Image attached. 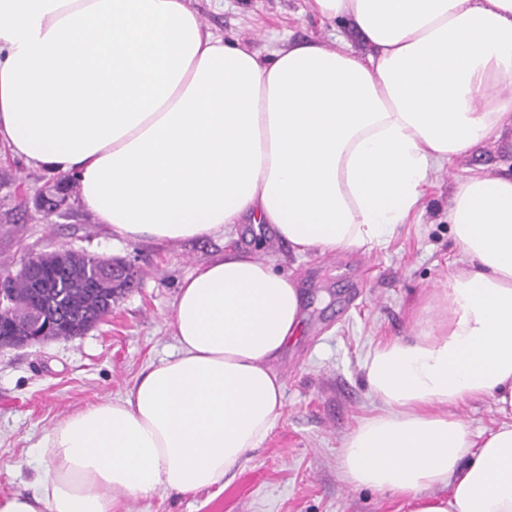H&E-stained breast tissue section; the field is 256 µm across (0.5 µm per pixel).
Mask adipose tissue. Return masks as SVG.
<instances>
[{"label":"adipose tissue","mask_w":512,"mask_h":512,"mask_svg":"<svg viewBox=\"0 0 512 512\" xmlns=\"http://www.w3.org/2000/svg\"><path fill=\"white\" fill-rule=\"evenodd\" d=\"M307 7L350 20L372 54L295 42L263 59L186 0H0V142L75 174L80 204L129 241L224 237L249 217L300 257L386 244L436 171L512 126V0ZM448 221L467 270L366 360L377 411L340 467L407 512H512V178L460 180ZM301 319L271 261L230 248L195 266L174 352L41 438L45 475L0 512H120L231 481L279 421L273 364ZM484 397L502 421L475 434L452 408Z\"/></svg>","instance_id":"adipose-tissue-1"}]
</instances>
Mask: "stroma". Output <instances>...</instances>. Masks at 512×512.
<instances>
[{
    "label": "stroma",
    "instance_id": "obj_1",
    "mask_svg": "<svg viewBox=\"0 0 512 512\" xmlns=\"http://www.w3.org/2000/svg\"><path fill=\"white\" fill-rule=\"evenodd\" d=\"M187 4L215 35L262 57L303 40L371 51L350 23L310 18L306 0ZM474 174L512 175L511 129L438 174L416 215L386 245L298 257L272 228L251 224L237 225L228 241L116 242L75 192L58 213L44 215L37 198L57 173L0 143L1 268L66 249L123 258L138 273L111 316L85 335L0 346V492L27 491L44 474L30 450L62 418L123 397L173 349L169 317L181 281L231 244L275 259L302 293L301 327L275 364L284 383L279 424L224 489L131 498L123 512H405L400 500L344 480L342 445L375 406L363 370L369 353L379 340L410 335L426 300L461 269L448 205L458 179Z\"/></svg>",
    "mask_w": 512,
    "mask_h": 512
}]
</instances>
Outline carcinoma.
<instances>
[{
	"instance_id": "obj_1",
	"label": "carcinoma",
	"mask_w": 512,
	"mask_h": 512,
	"mask_svg": "<svg viewBox=\"0 0 512 512\" xmlns=\"http://www.w3.org/2000/svg\"><path fill=\"white\" fill-rule=\"evenodd\" d=\"M74 182L75 179L66 177L56 184L55 202L44 207L45 214L66 204ZM56 276L60 287L69 292L62 302L55 300L50 289L35 291L32 281L26 277L15 279L4 303L3 333L8 334L13 328L21 332L35 317L54 313L66 318V324L75 329L86 313L104 316L112 309V280L99 277L96 257L76 253L68 265L56 270Z\"/></svg>"
}]
</instances>
